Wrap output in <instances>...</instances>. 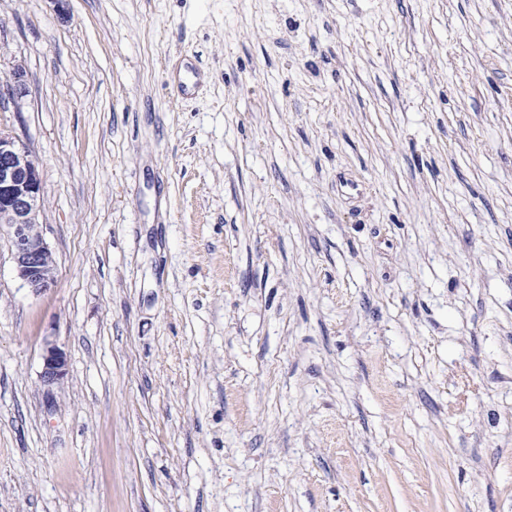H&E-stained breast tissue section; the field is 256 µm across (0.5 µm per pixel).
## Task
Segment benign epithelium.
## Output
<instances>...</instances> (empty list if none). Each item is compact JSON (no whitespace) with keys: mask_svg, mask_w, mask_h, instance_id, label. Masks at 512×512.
Listing matches in <instances>:
<instances>
[{"mask_svg":"<svg viewBox=\"0 0 512 512\" xmlns=\"http://www.w3.org/2000/svg\"><path fill=\"white\" fill-rule=\"evenodd\" d=\"M42 181L28 151L11 133L0 131V230L6 229L10 256L18 279L33 292L50 288L57 267L39 216ZM67 374L66 353L52 340L42 350L40 381L48 389Z\"/></svg>","mask_w":512,"mask_h":512,"instance_id":"7a95c632","label":"benign epithelium"}]
</instances>
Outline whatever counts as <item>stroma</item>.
Returning <instances> with one entry per match:
<instances>
[{
    "mask_svg": "<svg viewBox=\"0 0 512 512\" xmlns=\"http://www.w3.org/2000/svg\"><path fill=\"white\" fill-rule=\"evenodd\" d=\"M18 64L0 512H512V0H0ZM42 181L28 151L11 133L0 131V232L6 227L18 279L33 292L50 288L57 267L39 216ZM67 374L66 353L53 341L45 340L40 381L48 390L61 383Z\"/></svg>",
    "mask_w": 512,
    "mask_h": 512,
    "instance_id": "obj_1",
    "label": "stroma"
}]
</instances>
